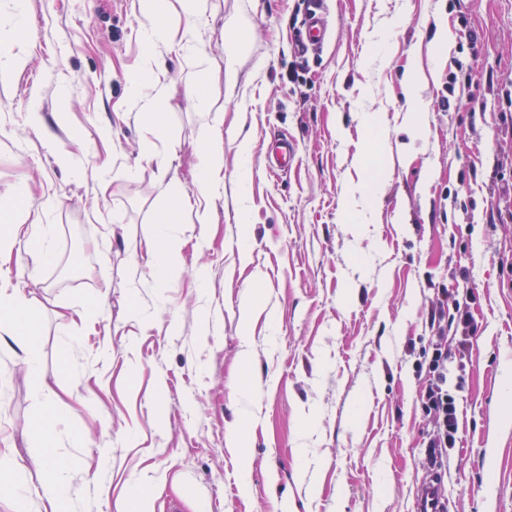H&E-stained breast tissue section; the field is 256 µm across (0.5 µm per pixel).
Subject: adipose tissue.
<instances>
[{"label": "adipose tissue", "mask_w": 512, "mask_h": 512, "mask_svg": "<svg viewBox=\"0 0 512 512\" xmlns=\"http://www.w3.org/2000/svg\"><path fill=\"white\" fill-rule=\"evenodd\" d=\"M140 4L142 11L151 17L152 23L141 32L142 60L130 67L127 81L130 98L152 106L162 97L164 85L160 71L147 68V59H150L160 46L171 52L187 51L192 33L187 30L181 38H174L163 24L154 19L156 0H140ZM201 143V159L195 172L199 193L194 197H179L176 208L180 211H195L199 223L204 224L208 221V189L224 167V139L207 119L201 123ZM169 227L170 223L166 220L157 224L154 236L148 243L153 273L159 281L175 276L178 271L176 257L179 243L171 235ZM25 246L31 249L33 264L47 265L54 259L48 238L44 237L38 239L37 243H30L24 225L14 224L8 233L0 234V268L9 265L14 253ZM34 468L38 469L41 475L40 486L34 489L40 501L39 512H64L68 498V475L71 470V464L67 459L42 452L34 455L31 466L25 467L18 465L10 452H0V473H6L8 476L6 491L30 489V471Z\"/></svg>", "instance_id": "adipose-tissue-1"}]
</instances>
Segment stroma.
<instances>
[{
    "instance_id": "obj_1",
    "label": "stroma",
    "mask_w": 512,
    "mask_h": 512,
    "mask_svg": "<svg viewBox=\"0 0 512 512\" xmlns=\"http://www.w3.org/2000/svg\"><path fill=\"white\" fill-rule=\"evenodd\" d=\"M308 2L206 0L197 50L155 53L164 102L119 121L148 24L139 0H0V14L22 4L27 28L0 27V45L25 58L0 63V217L51 229L55 253L43 266L19 254L7 274L30 300L26 339L59 413L41 443L21 352L0 345V448L23 465L44 445L73 461L67 512H126L145 478L178 482L163 512H411L429 429L418 365L442 288L466 291L476 326L469 355L449 365V512H512L500 371L512 361V223L491 219L512 183L499 121L512 113V0H331L332 36L303 56L293 36ZM241 18L247 49L230 86ZM443 26L454 41L439 56ZM411 65L424 79L410 93ZM204 82L224 107V170L209 223L179 214L180 273L161 284L145 242L196 191L201 115L186 91ZM278 131L296 144L284 178L261 154ZM151 152L168 157L165 185ZM95 303L103 319L56 315Z\"/></svg>"
}]
</instances>
